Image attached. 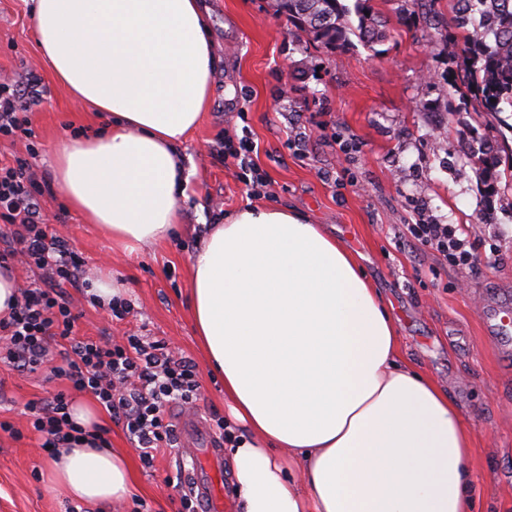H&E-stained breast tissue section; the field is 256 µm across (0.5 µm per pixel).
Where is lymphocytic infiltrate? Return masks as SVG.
<instances>
[{"instance_id":"f902f5d3","label":"lymphocytic infiltrate","mask_w":512,"mask_h":512,"mask_svg":"<svg viewBox=\"0 0 512 512\" xmlns=\"http://www.w3.org/2000/svg\"><path fill=\"white\" fill-rule=\"evenodd\" d=\"M39 100L35 80L0 84V136L32 137L27 114ZM408 230L424 249L450 264H473V246L455 225L424 220ZM12 260L39 270L40 276L21 286L17 304L0 317V361L26 372L49 369L73 390L91 395L123 425L144 465H153L158 450L174 445L169 407L199 396L197 368L187 358L174 357L164 342L136 334L121 342L76 336L78 315L64 289L86 291L83 259L43 221L34 176L22 162L0 166V267ZM25 413L43 436L44 450L70 447L84 435L71 419L65 394L31 401Z\"/></svg>"}]
</instances>
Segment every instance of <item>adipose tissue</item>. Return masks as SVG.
<instances>
[{"label": "adipose tissue", "mask_w": 512, "mask_h": 512, "mask_svg": "<svg viewBox=\"0 0 512 512\" xmlns=\"http://www.w3.org/2000/svg\"><path fill=\"white\" fill-rule=\"evenodd\" d=\"M32 19L57 80L112 117L57 144L67 202L124 252L164 241L188 182L178 147L211 95L200 0H33ZM190 272L196 334L252 434L233 453L237 512H470L467 423L403 357L383 296L334 236L284 205L245 207L209 226ZM48 472L92 512L131 491L123 455L87 438Z\"/></svg>", "instance_id": "obj_1"}]
</instances>
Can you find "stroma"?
<instances>
[{"mask_svg":"<svg viewBox=\"0 0 512 512\" xmlns=\"http://www.w3.org/2000/svg\"><path fill=\"white\" fill-rule=\"evenodd\" d=\"M217 59L207 109L180 150L190 177L180 201L183 227L167 241L126 254L71 208L53 177L57 142L98 133L105 120L75 102L42 60L31 0H0V84L36 75L43 96L28 114L32 138H0V164L23 160L45 185L39 198L51 227L85 260L86 280L110 269L126 284L123 318L75 295L80 337L131 333L164 341L197 367L193 408L208 423L229 418L224 382L214 375L188 308L189 260L218 216L256 205L231 153L242 136L258 151L252 176L269 204H284L322 225L359 260L389 307L403 355L458 407L473 436L477 478L472 512H512V335L494 336L487 320L512 307V190L487 196L465 143L498 149L499 172L512 169V114L493 119L461 111L452 93L459 40L452 0H369L384 23L380 50L356 42L332 49L279 15L274 0H203ZM426 217L463 225L476 253L458 267L416 248L407 225ZM64 380L21 374L0 363V512H65L69 501L48 480L42 438L26 404L59 391ZM114 450L128 460L131 500L104 512H180L170 481L178 455L161 451L144 467L121 426L103 418Z\"/></svg>","mask_w":512,"mask_h":512,"instance_id":"35a3bbf8","label":"stroma"}]
</instances>
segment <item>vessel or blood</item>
<instances>
[{"mask_svg":"<svg viewBox=\"0 0 512 512\" xmlns=\"http://www.w3.org/2000/svg\"><path fill=\"white\" fill-rule=\"evenodd\" d=\"M175 437L187 464L186 488L202 512H225L224 439L197 415L179 413Z\"/></svg>","mask_w":512,"mask_h":512,"instance_id":"b4317fda","label":"vessel or blood"}]
</instances>
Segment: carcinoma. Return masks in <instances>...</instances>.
Returning a JSON list of instances; mask_svg holds the SVG:
<instances>
[{"label": "carcinoma", "instance_id": "cac0c4a2", "mask_svg": "<svg viewBox=\"0 0 512 512\" xmlns=\"http://www.w3.org/2000/svg\"><path fill=\"white\" fill-rule=\"evenodd\" d=\"M276 11L310 35L333 48L350 44V35L376 44L385 38L380 19L368 13L366 0H356L355 11L341 0H274ZM455 22L461 32L460 54L466 64L456 92L463 104L481 112H512V0H455ZM356 14L358 23L351 21ZM498 156L478 151L475 173L498 192L494 171Z\"/></svg>", "mask_w": 512, "mask_h": 512}]
</instances>
